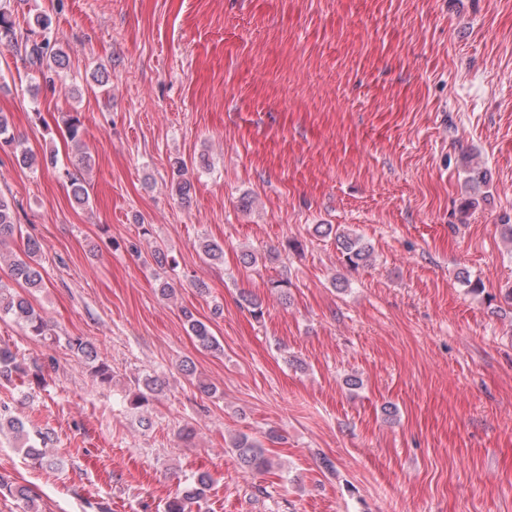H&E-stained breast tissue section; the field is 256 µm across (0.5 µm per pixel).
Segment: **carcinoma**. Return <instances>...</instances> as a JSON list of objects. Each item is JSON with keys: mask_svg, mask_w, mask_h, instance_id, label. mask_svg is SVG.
I'll list each match as a JSON object with an SVG mask.
<instances>
[{"mask_svg": "<svg viewBox=\"0 0 512 512\" xmlns=\"http://www.w3.org/2000/svg\"><path fill=\"white\" fill-rule=\"evenodd\" d=\"M0 45L24 48L29 63L37 68L46 66L63 69L68 62L66 53L56 39L48 35L43 36L39 41L31 39L29 32L17 28L11 15L2 7H0ZM0 145L13 147V156L19 164L28 166L32 162V156L20 149L15 137L9 133L8 122L2 117H0ZM169 166L174 180L175 193L182 199L189 198L194 190V184L187 177L186 163L175 157L169 160ZM84 182L85 178L82 173L77 171L70 174L72 196L78 204L88 201ZM16 230H18V225L14 224L12 207L6 199L0 197V241L6 236L13 235ZM335 237L343 262L348 267L355 269L367 263L371 257V248L361 243L360 237L345 231L335 234ZM199 248L212 261L220 262L224 258V247L215 241L205 238L200 241ZM40 251L41 246L37 241L28 240L24 256H15L8 263L9 279L21 282L28 288L41 287L43 275L37 259ZM239 301L254 317L263 316L262 304L252 292L241 291ZM182 314L188 324L190 334L202 348L214 352L222 351L220 342L205 322L195 318L194 314L187 309L182 310ZM2 315L11 316L25 324L31 335L38 339L45 340L50 336L51 328L48 322L35 310L28 299L11 291L8 284L0 282V316ZM65 343L72 353L82 357L90 364L91 374L99 383L108 384L112 381V365L100 358L96 347L90 340L82 336H74L67 338ZM17 374L30 375L38 384L44 380L39 370L26 367L17 361L9 347L0 346V378L8 380ZM133 385L134 392L128 397L130 407L142 412L148 411L153 395L161 387L159 378L156 376L137 378ZM3 426L15 433L24 458L34 467L43 466L47 460L48 445L51 442L49 433L41 430L30 432L24 428L19 419L13 417L6 420L0 417V428ZM230 452L236 464L247 471L267 472L274 466L272 459L265 454L260 441L246 433H239L231 439ZM210 485L211 477L208 473L196 474L187 486L168 500L165 512H191L190 505L202 500ZM0 494L23 502L26 512H38L35 507L36 494L28 486L12 485L0 478Z\"/></svg>", "mask_w": 512, "mask_h": 512, "instance_id": "1", "label": "carcinoma"}]
</instances>
